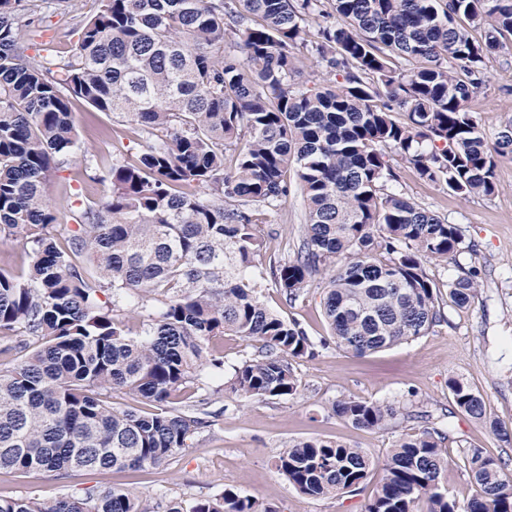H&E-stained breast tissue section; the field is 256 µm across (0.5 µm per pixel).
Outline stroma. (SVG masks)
Wrapping results in <instances>:
<instances>
[{
	"label": "stroma",
	"mask_w": 512,
	"mask_h": 512,
	"mask_svg": "<svg viewBox=\"0 0 512 512\" xmlns=\"http://www.w3.org/2000/svg\"><path fill=\"white\" fill-rule=\"evenodd\" d=\"M68 11L61 0H46L44 21L31 34L37 47L51 46L61 54L74 48L75 16H89L98 0H74ZM488 83L469 103L488 138L512 126V39L486 59ZM82 155L47 173L45 188L58 224H71L78 201L101 200L108 189L90 176L112 161L113 149L138 153V139H113L118 118L73 104ZM397 179L390 191L403 194L449 223L458 225L476 249L449 262L430 261L424 268L441 299L442 325L426 335L390 349L356 355L336 347L323 315L327 278L315 276L304 293L286 301L271 273L261 280L267 308L307 333L313 352L293 360L298 380L294 395L276 400L245 398L219 392L220 378L203 374L199 387L210 391L207 408L193 407L179 397L178 410L201 415L219 412L210 426L199 430L169 462L140 470L108 473L72 471L66 475L39 472L22 475L0 471V496L43 499L84 495L89 490L123 489L139 496L146 512H167L171 503L205 500L230 489L260 498L278 512H361L367 491H341L324 498L301 495L274 468L275 458L298 438L330 439L362 449L371 460L386 459L400 439L420 432L425 421L437 423L450 435L444 449L448 461L443 477L458 507H466L475 488L462 466L468 450L478 449L499 459L512 476V158L499 160L491 195L461 197L419 179L413 169L395 162ZM262 226L265 249L273 258L294 254L306 222L299 191H292L277 210L266 213ZM477 270L478 288L464 309L447 301L448 284L468 270ZM464 378L478 391L487 412L478 422L459 411L448 390L451 377ZM354 398L396 407L397 416L375 429L353 426L334 414L333 401Z\"/></svg>",
	"instance_id": "1"
}]
</instances>
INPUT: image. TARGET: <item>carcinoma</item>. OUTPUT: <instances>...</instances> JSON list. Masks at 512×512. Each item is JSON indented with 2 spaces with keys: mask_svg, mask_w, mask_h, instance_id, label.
Segmentation results:
<instances>
[{
  "mask_svg": "<svg viewBox=\"0 0 512 512\" xmlns=\"http://www.w3.org/2000/svg\"><path fill=\"white\" fill-rule=\"evenodd\" d=\"M76 26L71 54H30L42 21L28 0H0V234L28 249L26 277L0 272V336L41 340L0 371V470L21 474L138 470L189 447L203 417L170 407L202 371L224 374L210 347L231 334L263 343L234 369L232 393L294 394L290 360L311 349L296 322L256 294L265 251L261 212L287 201L294 172L307 208L292 258L270 264L297 299L330 271L323 310L336 347L365 355L414 340L444 321L427 261L473 245L454 224L388 191L391 157L420 179L463 196L491 195L496 158L512 157V128L489 142L468 103L485 60L512 35V0H332L334 21L306 42L321 0H99ZM463 17L485 28L471 39ZM331 84L302 88L296 49ZM125 118L145 141L112 155L92 180L109 184L61 233L46 173L80 149L73 103ZM404 114L399 118L398 114ZM232 153L234 168L225 167ZM474 274L448 285L469 306ZM145 312L134 334L125 320ZM119 390L150 412L114 407ZM455 405L486 419L483 397L448 379ZM332 410L357 428L394 418L390 405L341 399ZM449 434L427 425L382 463L337 441L301 439L275 468L301 494L361 489L383 477L362 512H458L443 490ZM465 512H512V480L474 449ZM0 512H144L124 490L40 500L0 497ZM168 512H276L232 490Z\"/></svg>",
  "mask_w": 512,
  "mask_h": 512,
  "instance_id": "1",
  "label": "carcinoma"
}]
</instances>
